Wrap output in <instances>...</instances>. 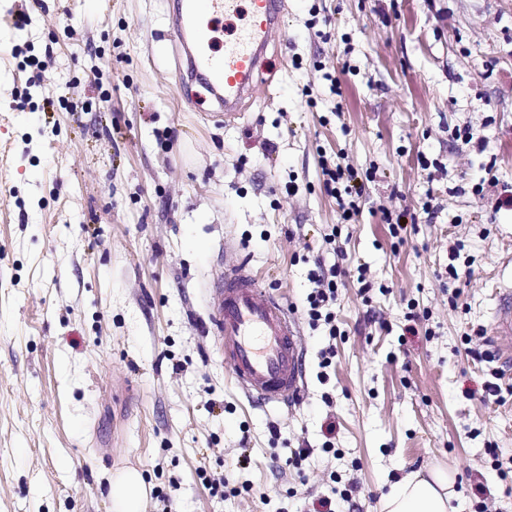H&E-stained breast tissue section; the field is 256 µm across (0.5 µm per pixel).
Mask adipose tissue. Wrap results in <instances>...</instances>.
Wrapping results in <instances>:
<instances>
[{"label": "adipose tissue", "instance_id": "adipose-tissue-1", "mask_svg": "<svg viewBox=\"0 0 512 512\" xmlns=\"http://www.w3.org/2000/svg\"><path fill=\"white\" fill-rule=\"evenodd\" d=\"M454 484L452 473L440 466L409 472L382 495L378 512H456ZM147 489L139 471L127 470L111 477L107 496L112 512H142Z\"/></svg>", "mask_w": 512, "mask_h": 512}]
</instances>
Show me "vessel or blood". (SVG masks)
I'll list each match as a JSON object with an SVG mask.
<instances>
[{
  "instance_id": "obj_1",
  "label": "vessel or blood",
  "mask_w": 512,
  "mask_h": 512,
  "mask_svg": "<svg viewBox=\"0 0 512 512\" xmlns=\"http://www.w3.org/2000/svg\"><path fill=\"white\" fill-rule=\"evenodd\" d=\"M212 16L227 18L249 12L248 23L216 45L213 24L203 21L200 4ZM284 0H182L167 36L187 48L183 76H204L205 86L234 120L237 108L262 81L258 60L268 35L280 26ZM218 304L211 321L219 333L224 359L237 386L264 403H293L302 390V354L298 330L287 307L265 289L246 262L225 267L214 288ZM499 361L512 365V297L503 298L491 329Z\"/></svg>"
}]
</instances>
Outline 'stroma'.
<instances>
[{
  "mask_svg": "<svg viewBox=\"0 0 512 512\" xmlns=\"http://www.w3.org/2000/svg\"><path fill=\"white\" fill-rule=\"evenodd\" d=\"M171 5L0 0V512H111L127 468L144 512H376L436 464L458 512H512V368L471 357L512 291V0H285L229 122L179 82ZM228 243L298 320L294 406L224 362ZM323 174L327 177L325 179L327 190L336 195L341 210V218L346 222L353 220L361 211L360 198L363 194L362 185L357 180V174L340 166L331 168L327 165L323 168ZM340 182H346L344 194L348 198H344L341 191L336 188V184ZM339 266L335 264L328 270L323 268L321 264L317 266L316 270L311 273V278L317 284V288L307 297L308 314L310 319L315 322L321 320L323 316L322 310L336 301V292L338 290V283L336 277L338 276ZM148 484L141 472L127 470L109 477L107 496L113 512H142Z\"/></svg>",
  "mask_w": 512,
  "mask_h": 512,
  "instance_id": "obj_1",
  "label": "stroma"
}]
</instances>
